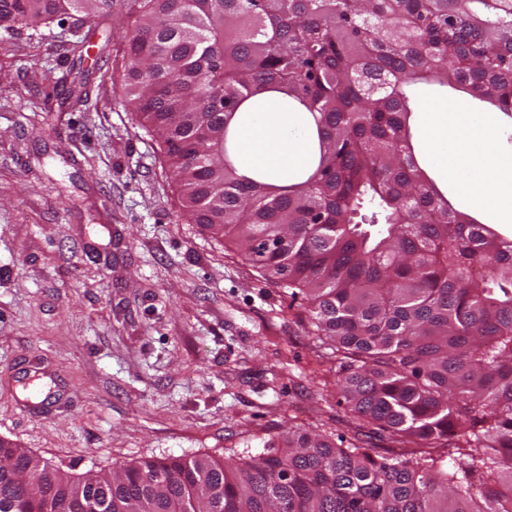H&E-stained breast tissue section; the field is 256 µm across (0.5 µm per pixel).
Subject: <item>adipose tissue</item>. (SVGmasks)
I'll use <instances>...</instances> for the list:
<instances>
[{
    "label": "adipose tissue",
    "mask_w": 512,
    "mask_h": 512,
    "mask_svg": "<svg viewBox=\"0 0 512 512\" xmlns=\"http://www.w3.org/2000/svg\"><path fill=\"white\" fill-rule=\"evenodd\" d=\"M430 160L441 174L466 187L472 210H492L498 223H512V157L488 153L495 130L487 112H425ZM307 128L270 99L260 112L243 113L238 151L245 170L266 172L271 183L305 165Z\"/></svg>",
    "instance_id": "adipose-tissue-1"
}]
</instances>
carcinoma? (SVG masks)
I'll return each instance as SVG.
<instances>
[{"mask_svg":"<svg viewBox=\"0 0 512 512\" xmlns=\"http://www.w3.org/2000/svg\"><path fill=\"white\" fill-rule=\"evenodd\" d=\"M130 3L127 94L188 220L304 301L351 417L398 452L290 427L237 466L171 456L75 480L0 442V512H512V232L453 209L420 166L409 95L462 87L512 118V0ZM72 12L110 17L112 0H0V27ZM281 91L318 153L275 185L240 173L231 122Z\"/></svg>","mask_w":512,"mask_h":512,"instance_id":"1","label":"carcinoma"}]
</instances>
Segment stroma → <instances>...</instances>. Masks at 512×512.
<instances>
[{"label":"stroma","mask_w":512,"mask_h":512,"mask_svg":"<svg viewBox=\"0 0 512 512\" xmlns=\"http://www.w3.org/2000/svg\"><path fill=\"white\" fill-rule=\"evenodd\" d=\"M132 22L115 0L108 26L0 28V441L75 479L170 455L240 463L292 425L386 454L304 306L188 221L126 94ZM413 91L422 112L485 109ZM34 362L51 389L36 401Z\"/></svg>","instance_id":"obj_1"}]
</instances>
